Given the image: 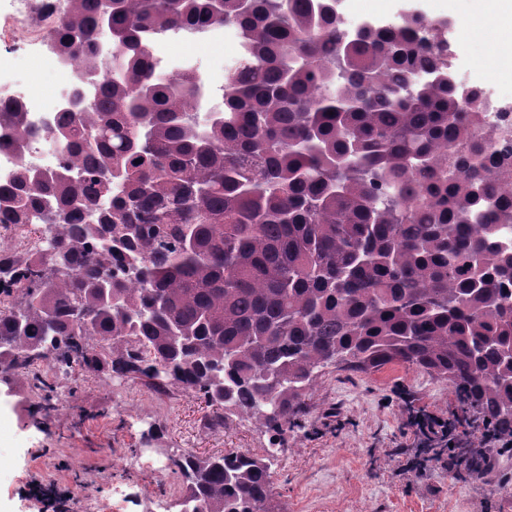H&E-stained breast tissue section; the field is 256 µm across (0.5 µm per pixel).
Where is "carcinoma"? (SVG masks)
Instances as JSON below:
<instances>
[{
    "mask_svg": "<svg viewBox=\"0 0 512 512\" xmlns=\"http://www.w3.org/2000/svg\"><path fill=\"white\" fill-rule=\"evenodd\" d=\"M44 41L84 66L43 127L0 96V374L106 368L272 433L183 455L176 512H269L273 466L318 373L392 363L512 433V137L484 132L448 22L341 26L336 0H65ZM232 23L248 48L202 123L195 73L153 35ZM112 34L121 76L96 57ZM59 169L26 161L39 129ZM140 163H135V160ZM41 219L31 228V217ZM34 231L41 248L10 240Z\"/></svg>",
    "mask_w": 512,
    "mask_h": 512,
    "instance_id": "carcinoma-1",
    "label": "carcinoma"
}]
</instances>
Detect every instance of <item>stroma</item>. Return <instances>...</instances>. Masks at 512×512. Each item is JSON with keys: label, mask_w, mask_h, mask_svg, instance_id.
I'll use <instances>...</instances> for the list:
<instances>
[{"label": "stroma", "mask_w": 512, "mask_h": 512, "mask_svg": "<svg viewBox=\"0 0 512 512\" xmlns=\"http://www.w3.org/2000/svg\"><path fill=\"white\" fill-rule=\"evenodd\" d=\"M425 0H341L342 16L395 21L425 13ZM15 0H0V31L13 30ZM0 40V96L28 76V54ZM457 78L490 86L512 102V67L484 68L479 36L446 32ZM65 407L35 411L37 390L0 381V512H170L182 492L173 459L235 448L259 453L269 433L233 416L210 428L209 411L189 392H157L145 378L92 374L72 387L56 371ZM418 412L453 418L460 409L446 382L404 364L373 372L334 366L317 378L302 427L289 431L272 476L273 512H512V450H488L492 466L463 477L445 456L421 459L410 420Z\"/></svg>", "instance_id": "1"}]
</instances>
